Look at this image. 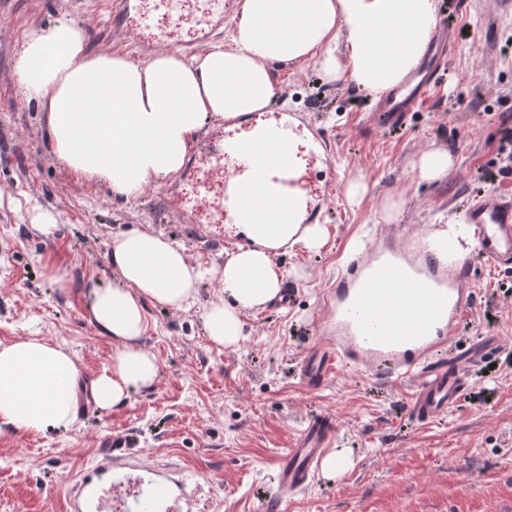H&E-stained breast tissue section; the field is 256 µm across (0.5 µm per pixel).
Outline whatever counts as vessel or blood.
<instances>
[{
  "label": "vessel or blood",
  "mask_w": 512,
  "mask_h": 512,
  "mask_svg": "<svg viewBox=\"0 0 512 512\" xmlns=\"http://www.w3.org/2000/svg\"><path fill=\"white\" fill-rule=\"evenodd\" d=\"M433 79L434 71L428 68L392 90L379 102L383 120L398 125L404 112L424 100ZM278 135V127L269 128L253 153L241 151L232 141L222 143V152L239 153L241 168L237 174H218L224 192L222 222L243 224L251 217L264 218L274 208L296 210V179H270L271 166L263 161ZM243 198L252 199L251 213L238 209ZM466 222L481 254L497 267L512 270V195L475 196L467 204ZM464 250L463 243L452 241L442 256L420 234L410 233L385 248L357 253L327 297L326 332L301 366L308 388L321 387L338 368L365 367L411 383L409 413L414 420L425 423L447 413L469 379L466 361L441 355L474 303L472 265ZM335 432L331 414L306 420L294 445L276 459L277 486L266 500V512H280L289 496L313 480ZM128 459L125 440L113 439L110 456L74 485L73 512H108L109 502L98 494L106 484L125 512H151L150 503L130 494L117 477Z\"/></svg>",
  "instance_id": "1"
}]
</instances>
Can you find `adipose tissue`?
Instances as JSON below:
<instances>
[{"label": "adipose tissue", "instance_id": "1", "mask_svg": "<svg viewBox=\"0 0 512 512\" xmlns=\"http://www.w3.org/2000/svg\"><path fill=\"white\" fill-rule=\"evenodd\" d=\"M434 16L435 0H243L230 46L189 59L162 53L144 64L88 52L80 27L58 23L29 32L17 75L23 95L49 114L55 158L130 199L181 170L206 120L266 111L272 62H311L327 79L379 95L415 69ZM236 231L246 243L225 258L222 291L202 313L208 339L226 348L245 335L243 311L279 295V250L321 239L319 225L290 223L280 209ZM108 258L117 282L88 290L93 320L114 344L109 366L91 383L102 410L158 379V360L142 344L147 305L184 309L202 278L180 247L146 231L113 237ZM81 373L70 350L44 338L0 346V425L27 433L72 428Z\"/></svg>", "mask_w": 512, "mask_h": 512}]
</instances>
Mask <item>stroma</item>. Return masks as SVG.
<instances>
[{
  "label": "stroma",
  "instance_id": "35a3bbf8",
  "mask_svg": "<svg viewBox=\"0 0 512 512\" xmlns=\"http://www.w3.org/2000/svg\"><path fill=\"white\" fill-rule=\"evenodd\" d=\"M207 2L195 0L179 19L160 6L146 23L131 0L118 24L115 0H0V345L35 334L73 352L84 377L108 367L113 344L92 320L87 290L116 279L107 259L114 235L160 234L205 271L190 309L147 308L144 345L160 366L151 389L80 412L68 430L0 428V512H70L73 485L107 456L109 435L133 440V462L186 476L165 502L173 512L188 490L207 512H264L275 459L314 409L335 416L332 448L348 450L350 462L331 478L317 472L287 512H512V272L476 257V301L448 353L478 343L482 361L461 401L435 421H410L409 388L396 379L381 384L344 368L312 392L299 376L323 330L325 296L353 252L385 232L436 233L463 220L475 192L512 190V143L501 140L512 118V0H456L448 66L396 130L381 125L377 95L327 82L311 63L272 64L271 111L294 116L295 131L327 156L309 158L306 177L325 239L276 256L291 301L246 312L247 337L235 348L213 345L202 320L221 288L215 272L239 244L207 221L219 198L204 188L211 148L232 136L225 121L199 131L192 168L128 200L54 158L47 114L16 75L24 33L62 21L84 30L88 51L140 63L229 44L237 0H224L223 16L203 28L196 18ZM431 150L447 151L452 164L428 181L416 165ZM172 193L180 209L167 207ZM44 216L47 233L35 228Z\"/></svg>",
  "mask_w": 512,
  "mask_h": 512
}]
</instances>
